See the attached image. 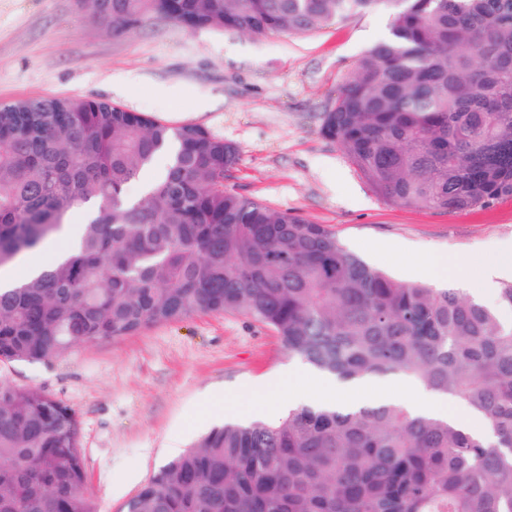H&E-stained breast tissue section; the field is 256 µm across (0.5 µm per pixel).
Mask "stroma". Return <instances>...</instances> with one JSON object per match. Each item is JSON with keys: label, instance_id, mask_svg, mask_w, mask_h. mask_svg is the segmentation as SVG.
<instances>
[{"label": "stroma", "instance_id": "35a3bbf8", "mask_svg": "<svg viewBox=\"0 0 512 512\" xmlns=\"http://www.w3.org/2000/svg\"><path fill=\"white\" fill-rule=\"evenodd\" d=\"M389 23L371 10L304 34L188 31L160 19L115 32L76 0H0V103L83 97L200 125L238 149L226 187L328 226L403 281L435 254L460 255L473 296L481 265L512 239V199L464 212L387 202L320 131L336 86ZM303 365L270 328L200 312L48 361L0 362V383L40 388L76 412L96 510L122 512L175 449L220 425L214 388L237 416L275 421L290 390L276 378ZM260 394L268 408L256 407Z\"/></svg>", "mask_w": 512, "mask_h": 512}]
</instances>
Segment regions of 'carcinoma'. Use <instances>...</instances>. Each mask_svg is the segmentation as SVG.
Here are the masks:
<instances>
[{"label":"carcinoma","instance_id":"cac0c4a2","mask_svg":"<svg viewBox=\"0 0 512 512\" xmlns=\"http://www.w3.org/2000/svg\"><path fill=\"white\" fill-rule=\"evenodd\" d=\"M115 29L307 33L383 9L388 33L336 89L321 133L385 200L449 212L512 197V0H78ZM166 160L135 200L130 184ZM195 124L84 98L0 104V362L51 359L198 312L271 328L351 380L402 375L483 416L491 439L398 401L226 423L161 467L124 512H512V280L490 309L397 280L323 224L224 187L238 163ZM76 412L0 384V512H96Z\"/></svg>","mask_w":512,"mask_h":512}]
</instances>
